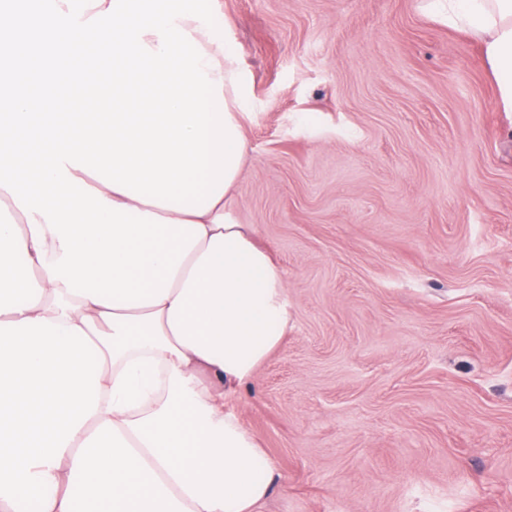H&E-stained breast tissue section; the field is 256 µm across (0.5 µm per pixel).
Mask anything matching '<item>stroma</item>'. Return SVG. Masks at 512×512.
<instances>
[{
	"label": "stroma",
	"instance_id": "stroma-1",
	"mask_svg": "<svg viewBox=\"0 0 512 512\" xmlns=\"http://www.w3.org/2000/svg\"><path fill=\"white\" fill-rule=\"evenodd\" d=\"M252 110L225 214L288 329L226 398L262 512H512V112L431 0H218Z\"/></svg>",
	"mask_w": 512,
	"mask_h": 512
}]
</instances>
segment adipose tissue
<instances>
[{
  "instance_id": "adipose-tissue-1",
  "label": "adipose tissue",
  "mask_w": 512,
  "mask_h": 512,
  "mask_svg": "<svg viewBox=\"0 0 512 512\" xmlns=\"http://www.w3.org/2000/svg\"><path fill=\"white\" fill-rule=\"evenodd\" d=\"M450 26L482 46L512 112V0H448ZM222 80L233 125L249 112L238 55L182 20ZM159 206L205 235L161 304L107 308L50 280L54 234L35 250L24 213L0 223V502L38 512H258L273 466L226 396L254 380L288 323L268 249L224 215ZM95 384H88V371Z\"/></svg>"
}]
</instances>
